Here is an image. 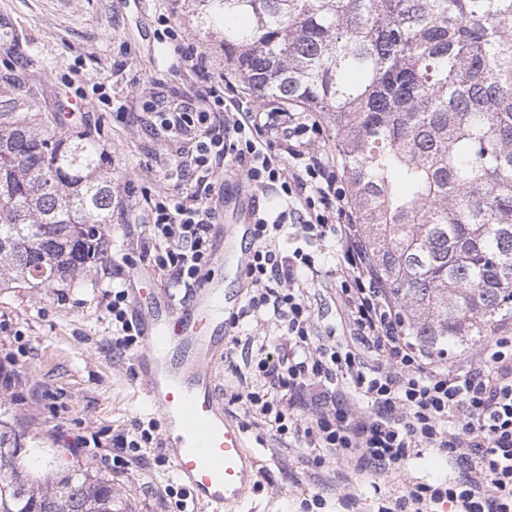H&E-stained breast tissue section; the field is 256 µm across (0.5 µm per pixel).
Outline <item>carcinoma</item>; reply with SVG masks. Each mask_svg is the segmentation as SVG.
Returning <instances> with one entry per match:
<instances>
[{"instance_id":"1","label":"carcinoma","mask_w":512,"mask_h":512,"mask_svg":"<svg viewBox=\"0 0 512 512\" xmlns=\"http://www.w3.org/2000/svg\"><path fill=\"white\" fill-rule=\"evenodd\" d=\"M224 24V75L324 112L336 164L409 336L443 351L512 326V0H187ZM103 145L0 91V289L108 259ZM0 401V512H132L112 480L24 441Z\"/></svg>"}]
</instances>
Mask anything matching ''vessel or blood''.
<instances>
[{"label": "vessel or blood", "instance_id": "1", "mask_svg": "<svg viewBox=\"0 0 512 512\" xmlns=\"http://www.w3.org/2000/svg\"><path fill=\"white\" fill-rule=\"evenodd\" d=\"M212 261L239 276L251 250L226 245ZM132 304L143 338L134 360L144 396L163 424L174 472L189 486L194 512H225L244 498L257 471L244 430L224 418L215 392L212 368L224 357L230 311L224 282L204 277L179 305L139 292Z\"/></svg>", "mask_w": 512, "mask_h": 512}]
</instances>
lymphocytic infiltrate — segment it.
Returning a JSON list of instances; mask_svg holds the SVG:
<instances>
[{"mask_svg": "<svg viewBox=\"0 0 512 512\" xmlns=\"http://www.w3.org/2000/svg\"><path fill=\"white\" fill-rule=\"evenodd\" d=\"M141 105L190 142L180 171L196 177L185 198L165 194L153 202L145 254L158 274H172L187 288L205 275L220 219L209 202L210 177L224 162L235 163L255 190L280 199L278 210L251 214L247 300L228 316L234 329L276 325L279 342L232 337L241 359L228 364L233 379L225 399L243 404L282 447L310 449L308 462L317 469L341 461L388 478L400 475L412 456L446 455L452 476L411 481L404 497L409 512L441 505L448 512H512V328L476 349L466 367L407 336L342 178L306 138L320 130L315 114L256 112L227 101L220 89L169 110L152 96ZM286 238L299 243L288 256L281 249ZM328 240L336 250L330 275L337 319L322 327L310 302L323 275L313 249ZM106 307L118 331L113 352L141 347L121 284H113ZM156 428L139 423L134 436H115L108 451L113 469L138 463Z\"/></svg>", "mask_w": 512, "mask_h": 512, "instance_id": "lymphocytic-infiltrate-1", "label": "lymphocytic infiltrate"}]
</instances>
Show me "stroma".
<instances>
[{"label": "stroma", "mask_w": 512, "mask_h": 512, "mask_svg": "<svg viewBox=\"0 0 512 512\" xmlns=\"http://www.w3.org/2000/svg\"><path fill=\"white\" fill-rule=\"evenodd\" d=\"M12 23L11 36L22 54L0 49V87L18 79L38 92L43 112L64 110L70 100L84 104L76 121L103 144L120 184L112 205L109 258L73 280L49 288L0 290V367L17 383L0 394L26 436L58 448L75 434H97L102 443L132 431L135 420L156 417L144 398L141 379L131 373L133 356L112 352V315L105 296L113 282L127 291L153 289L181 303L185 290L172 276L158 275L151 263L123 267V255H138L149 223L146 197L166 191H192L190 179L178 177L177 154L188 146L163 130L153 113L137 102L152 89L177 103L179 96H201L224 75L221 32L205 34L185 12L184 0H0V17ZM170 18L178 44L159 40L163 18ZM205 55L209 78L179 62L178 48ZM224 411L245 431L256 462V484L235 512H378L406 493L415 478H447L448 460L439 454L413 458L400 476L373 483L351 473L346 488L333 472L308 466V451L274 447L266 426L241 405ZM142 459L127 470H113L101 456H88L94 469L110 474L113 488L135 512H163L168 486L178 485L163 448L148 445ZM315 489L322 506H306V489Z\"/></svg>", "instance_id": "35a3bbf8"}]
</instances>
